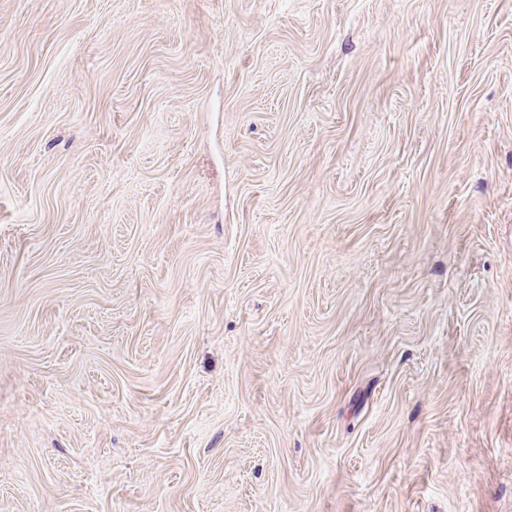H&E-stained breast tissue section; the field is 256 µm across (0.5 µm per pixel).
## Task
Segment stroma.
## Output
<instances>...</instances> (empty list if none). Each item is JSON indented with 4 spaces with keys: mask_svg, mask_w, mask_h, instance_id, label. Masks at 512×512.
Returning a JSON list of instances; mask_svg holds the SVG:
<instances>
[{
    "mask_svg": "<svg viewBox=\"0 0 512 512\" xmlns=\"http://www.w3.org/2000/svg\"><path fill=\"white\" fill-rule=\"evenodd\" d=\"M0 512H512V0H0Z\"/></svg>",
    "mask_w": 512,
    "mask_h": 512,
    "instance_id": "35a3bbf8",
    "label": "stroma"
}]
</instances>
